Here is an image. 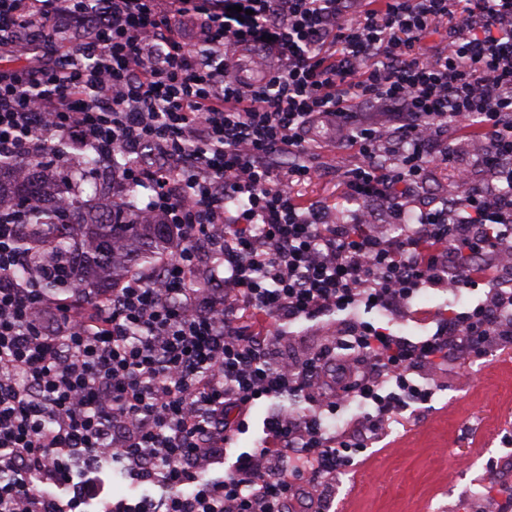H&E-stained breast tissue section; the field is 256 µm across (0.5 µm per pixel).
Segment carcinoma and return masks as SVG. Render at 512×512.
Returning a JSON list of instances; mask_svg holds the SVG:
<instances>
[{
    "instance_id": "obj_1",
    "label": "carcinoma",
    "mask_w": 512,
    "mask_h": 512,
    "mask_svg": "<svg viewBox=\"0 0 512 512\" xmlns=\"http://www.w3.org/2000/svg\"><path fill=\"white\" fill-rule=\"evenodd\" d=\"M74 177L67 179L45 165L43 175H21V164L0 161V194L8 205L0 206V224L18 229L17 245L39 264L62 259L53 275L36 287L60 297L83 301L101 288L118 284L138 260H153L169 249V235L162 224H139L138 197L126 191L120 209L111 203L96 204L83 197V184L98 171L90 148L74 152L62 143Z\"/></svg>"
}]
</instances>
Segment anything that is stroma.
I'll return each instance as SVG.
<instances>
[{
    "instance_id": "obj_1",
    "label": "stroma",
    "mask_w": 512,
    "mask_h": 512,
    "mask_svg": "<svg viewBox=\"0 0 512 512\" xmlns=\"http://www.w3.org/2000/svg\"><path fill=\"white\" fill-rule=\"evenodd\" d=\"M319 176L295 185L302 201H326L337 221L351 208L336 194L346 172L361 162L357 150L326 146L308 158ZM344 317L296 326L280 352L305 360L324 337L344 331ZM483 370L467 355L456 360L467 383L436 390L416 420H394L380 441L357 456L336 487V508L351 512H499L488 463L512 448V353L491 351Z\"/></svg>"
}]
</instances>
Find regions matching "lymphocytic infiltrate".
<instances>
[{
    "mask_svg": "<svg viewBox=\"0 0 512 512\" xmlns=\"http://www.w3.org/2000/svg\"><path fill=\"white\" fill-rule=\"evenodd\" d=\"M458 17L447 52L423 42ZM0 157L58 158L53 140L127 158L169 255L74 302L35 288L0 231V512H286L329 498L372 432L428 404L431 367L512 345V0H0ZM482 141L486 182L407 215L430 167ZM356 147L336 224L292 190L320 141ZM379 204L397 234L375 224ZM206 242L220 267H202ZM469 307L417 309L425 288ZM421 336L353 323L304 362L292 325L361 305ZM301 398L306 408L285 407ZM263 436L228 457L259 399ZM342 416L337 432L325 419ZM162 495L112 500L105 458Z\"/></svg>",
    "mask_w": 512,
    "mask_h": 512,
    "instance_id": "f902f5d3",
    "label": "lymphocytic infiltrate"
}]
</instances>
